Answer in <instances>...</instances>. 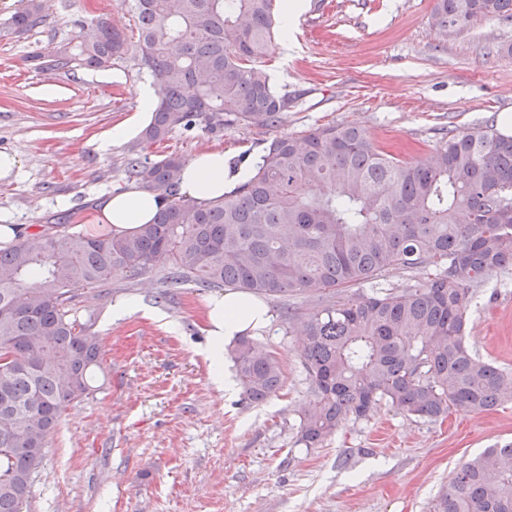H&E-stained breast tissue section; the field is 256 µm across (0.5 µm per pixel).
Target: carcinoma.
Here are the masks:
<instances>
[{"mask_svg":"<svg viewBox=\"0 0 512 512\" xmlns=\"http://www.w3.org/2000/svg\"><path fill=\"white\" fill-rule=\"evenodd\" d=\"M134 3L136 47L164 90L141 143L197 122L210 132L283 125L292 99L263 68L275 0ZM47 11V0H25L5 32L34 29ZM433 18L443 33L504 20L512 0H436ZM129 46L101 18L44 66L103 68ZM183 166L173 156L128 158L127 178L163 199L131 235L63 230L0 248V512H21L63 412L98 366V338L68 317L71 290L159 265L177 283L310 299L299 330L313 384L298 428L308 448L381 403L434 420L512 398V370L466 343L474 292L512 268V136L496 120L450 131L428 159L409 162L352 125L277 135L249 180L205 206L175 199ZM393 270L420 281L387 289ZM355 286L370 293L348 295ZM229 354L247 403L276 395L283 372L272 352L242 334ZM434 512H512V445L464 463Z\"/></svg>","mask_w":512,"mask_h":512,"instance_id":"1","label":"carcinoma"}]
</instances>
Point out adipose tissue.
Wrapping results in <instances>:
<instances>
[{"mask_svg":"<svg viewBox=\"0 0 512 512\" xmlns=\"http://www.w3.org/2000/svg\"><path fill=\"white\" fill-rule=\"evenodd\" d=\"M255 165V160L250 158L235 161L220 149L201 152L183 167L178 191L202 205L219 200L225 192L246 181ZM160 206L156 193L132 185L102 199L93 221L106 226L110 233L130 234L140 225L152 222ZM266 321V306L240 292L227 291L209 300L206 357L218 389L230 390L235 385L224 369L227 345L235 336L262 326Z\"/></svg>","mask_w":512,"mask_h":512,"instance_id":"ef3b65f1","label":"adipose tissue"}]
</instances>
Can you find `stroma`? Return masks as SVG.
<instances>
[{
	"instance_id": "stroma-1",
	"label": "stroma",
	"mask_w": 512,
	"mask_h": 512,
	"mask_svg": "<svg viewBox=\"0 0 512 512\" xmlns=\"http://www.w3.org/2000/svg\"><path fill=\"white\" fill-rule=\"evenodd\" d=\"M266 64L272 86L295 96L280 130L238 125L179 129L141 147L113 143L152 78L137 51L106 68L35 69L29 57L75 44L97 18L136 42L132 0H49L46 23L2 34L18 0H0V151L20 161L0 179V224L22 234L93 226L98 200L126 188L136 149L191 161L221 148L261 156L276 132L330 124L365 130L399 158H427L440 138L496 120L512 135V20H477L440 33L435 0H304ZM212 289L173 284L164 269L76 288L69 316L101 345L92 389L69 405L22 512H432L452 474L484 449L512 443V402L484 413L416 419L380 405L319 448L297 441L312 382L299 328L310 301L268 299L252 330L279 358L283 383L266 403L217 389L205 351ZM140 311L110 320L116 303ZM294 319H286V311ZM469 348L512 368V270L472 300Z\"/></svg>"
}]
</instances>
